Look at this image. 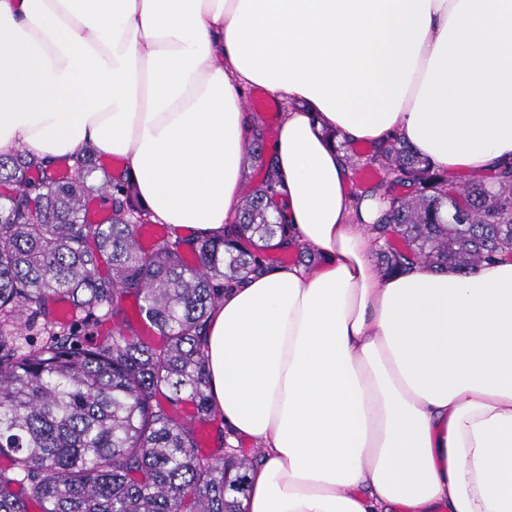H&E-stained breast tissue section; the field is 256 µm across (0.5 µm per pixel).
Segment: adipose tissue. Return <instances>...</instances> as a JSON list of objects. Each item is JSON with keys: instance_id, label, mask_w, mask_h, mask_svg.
<instances>
[{"instance_id": "adipose-tissue-1", "label": "adipose tissue", "mask_w": 512, "mask_h": 512, "mask_svg": "<svg viewBox=\"0 0 512 512\" xmlns=\"http://www.w3.org/2000/svg\"><path fill=\"white\" fill-rule=\"evenodd\" d=\"M247 88L290 104L280 202L321 262L209 319L211 404L259 447L245 512H512V259L382 274L339 151L511 162L512 0H0V154L121 160L162 223L233 224Z\"/></svg>"}]
</instances>
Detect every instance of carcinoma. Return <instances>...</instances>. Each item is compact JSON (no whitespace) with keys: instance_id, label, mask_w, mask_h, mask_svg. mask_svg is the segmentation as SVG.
<instances>
[{"instance_id":"cac0c4a2","label":"carcinoma","mask_w":512,"mask_h":512,"mask_svg":"<svg viewBox=\"0 0 512 512\" xmlns=\"http://www.w3.org/2000/svg\"><path fill=\"white\" fill-rule=\"evenodd\" d=\"M263 140L253 130L263 178L221 238L154 222L129 178L88 149L63 173L25 150L0 155V512H243L248 460L202 455L198 433L215 416L211 311L224 289L280 264L269 242L288 232L268 213L282 192ZM366 166L385 203L366 225L383 274L512 257V165L461 180L393 137ZM95 192L111 197L106 223L87 216ZM154 225L162 232L141 248ZM127 295L134 321L121 316ZM57 298L67 321L50 309ZM110 320L112 336L96 339ZM187 400L195 414L184 421Z\"/></svg>"}]
</instances>
